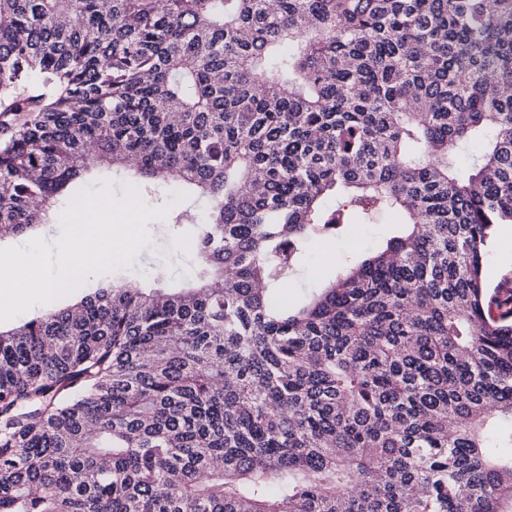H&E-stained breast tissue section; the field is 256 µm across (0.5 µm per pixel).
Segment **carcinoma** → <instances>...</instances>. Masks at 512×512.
<instances>
[{
    "label": "carcinoma",
    "mask_w": 512,
    "mask_h": 512,
    "mask_svg": "<svg viewBox=\"0 0 512 512\" xmlns=\"http://www.w3.org/2000/svg\"><path fill=\"white\" fill-rule=\"evenodd\" d=\"M95 165L204 201L194 282L0 330V512H512V0H0V243ZM353 230L356 236L354 250L350 248L351 243L348 242ZM394 231L395 225L387 224L384 218H380L375 224H354L348 233L340 238L313 237L298 272L281 285L282 293L288 296V299H299L309 289L316 288L333 278L340 270L346 255L364 256L372 253ZM325 254L329 255L325 256L326 260L331 258L330 262L322 261ZM511 238L512 224H498L495 229L494 238L491 244L486 248L483 256V275L490 286H495L504 278L512 277V251L507 249L511 247L512 242L504 240L503 248L505 251H499L496 238Z\"/></svg>",
    "instance_id": "cac0c4a2"
}]
</instances>
